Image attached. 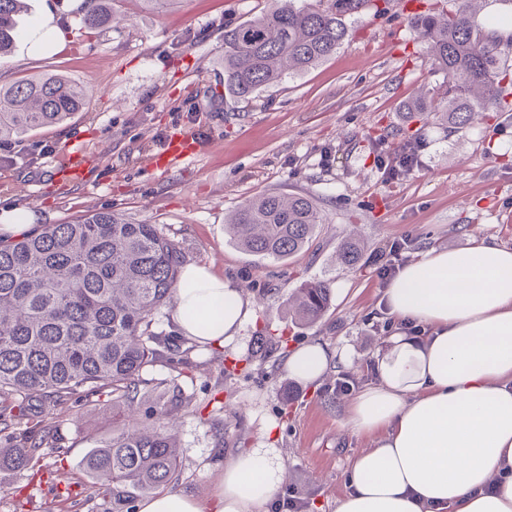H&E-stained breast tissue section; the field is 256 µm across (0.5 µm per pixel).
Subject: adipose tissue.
<instances>
[{
    "label": "adipose tissue",
    "instance_id": "obj_1",
    "mask_svg": "<svg viewBox=\"0 0 512 512\" xmlns=\"http://www.w3.org/2000/svg\"><path fill=\"white\" fill-rule=\"evenodd\" d=\"M398 319L419 326L389 336L376 378L349 403L347 425L373 436L355 458L336 512H512V246L481 241L429 249L384 292ZM249 304L205 266H184L172 321L202 344L238 336ZM332 353L299 346L288 374L317 382ZM282 466L254 450L225 466L216 500L160 492L139 512H263Z\"/></svg>",
    "mask_w": 512,
    "mask_h": 512
}]
</instances>
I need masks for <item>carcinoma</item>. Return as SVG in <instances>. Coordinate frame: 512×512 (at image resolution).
Returning a JSON list of instances; mask_svg holds the SVG:
<instances>
[{
    "label": "carcinoma",
    "mask_w": 512,
    "mask_h": 512,
    "mask_svg": "<svg viewBox=\"0 0 512 512\" xmlns=\"http://www.w3.org/2000/svg\"><path fill=\"white\" fill-rule=\"evenodd\" d=\"M22 0H0V60L18 35ZM90 30L112 22L114 0H87ZM482 0L419 15L413 24L430 66L448 85L440 120L462 129L482 112L512 109V72L502 63V37L475 21ZM364 0H273L259 16L224 29V87L249 99L285 75L305 71L344 44L342 17ZM89 97L82 85L57 74L23 75L0 87V142L60 126ZM322 215L300 194H261L225 222L244 251L286 260L309 246ZM340 263L357 267L359 239L337 247ZM183 254L155 224H132L110 211L41 226L18 241L0 240V465L49 470L44 450L52 434L43 414L75 397L90 400L102 389L112 402L132 406L148 385L147 369L161 359L192 365L195 346L153 331L161 308L174 301ZM332 304L330 283L302 284L291 309L301 324L319 321ZM179 394L148 412L149 422L113 427L112 439L85 460L101 512H132L135 499L174 488L180 458L165 417Z\"/></svg>",
    "instance_id": "1"
}]
</instances>
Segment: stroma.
Here are the masks:
<instances>
[{
  "label": "stroma",
  "instance_id": "1",
  "mask_svg": "<svg viewBox=\"0 0 512 512\" xmlns=\"http://www.w3.org/2000/svg\"><path fill=\"white\" fill-rule=\"evenodd\" d=\"M385 2L388 12L376 14ZM413 2L367 0L344 17L350 37L334 55L241 100L224 92V27L260 14L270 0H177L159 14L141 0H115L111 27L96 31L83 24L85 0H26L20 35L0 61V85L57 73L95 96L67 123L0 149V212L26 210L41 225L109 211L157 225L185 262L239 288L250 314L230 344L196 347L192 366L156 363L133 408L104 393L46 415L65 450L46 457L59 470L1 468L0 512H96V498L86 495L72 508L54 504L50 480H82L90 449L113 426L141 421L175 384L185 399L170 419L179 489L208 500L225 465L265 449L283 463L282 487L298 491L304 512H336L350 465L371 438L349 428V398L334 387L341 377L358 388L371 381L373 354L393 332L373 321L383 302V250L404 239L415 260L432 247L465 249L483 239L512 246V114L492 112L462 129L410 117L418 88L437 97L445 88L412 25L431 0ZM185 137L193 142L188 157L154 164L170 140ZM409 138L421 143L417 165L387 179L376 157L393 160ZM272 192L311 197L325 219L308 249L285 262L245 252L224 232L240 203ZM352 232L364 258L348 269L336 249ZM315 279L330 281L332 305L303 325L286 300ZM262 326L289 350L320 342L348 360L319 384H304L286 372L287 353L252 359ZM227 357L252 363L228 377Z\"/></svg>",
  "mask_w": 512,
  "mask_h": 512
}]
</instances>
